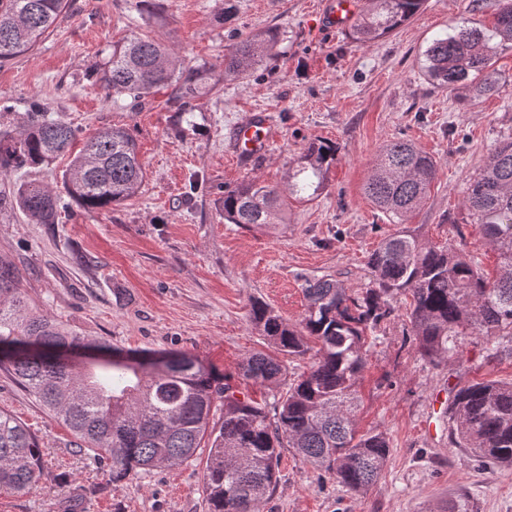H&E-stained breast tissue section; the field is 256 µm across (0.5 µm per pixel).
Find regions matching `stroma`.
<instances>
[{"label":"stroma","instance_id":"1","mask_svg":"<svg viewBox=\"0 0 512 512\" xmlns=\"http://www.w3.org/2000/svg\"><path fill=\"white\" fill-rule=\"evenodd\" d=\"M320 0H70L28 54L0 63V113L18 132L32 104L88 139L106 126L135 138L146 177L138 195L104 210L69 206L37 224L0 209V254L21 272L39 310L93 343L124 356L175 352L196 359L237 396L275 406L279 390L238 375L242 359L267 348L249 318L258 299L288 323L305 316L307 279L329 275L359 291L367 262L396 232L364 193L381 148L407 140L438 162L426 203L406 226L434 244L453 243L496 273V253L462 206L468 179L497 144L512 137V51L497 55L493 91L437 88L423 70L433 39L463 19L492 21L498 0H426L421 13L363 45L350 31L319 25ZM230 17H223L224 8ZM275 32L263 59L244 76H224V50L238 38ZM149 36L174 50L202 87L193 112L173 89L140 111L107 92L95 71L114 44ZM269 114L276 137L250 164L232 151L234 125L252 110ZM336 145L326 187L311 201L288 199L282 223H226V189L257 177L286 189L288 168L310 142ZM512 382V338L497 344L463 336L452 360L429 362L416 350L404 302L367 344L356 413L358 433L391 443L379 478L354 492L282 449L276 488L261 512H512V467L479 460L448 438V406L471 382ZM0 409L35 435L44 465L27 493L0 491V512H209L204 458L113 481L106 468L71 446L72 437L8 375L0 372ZM66 478L57 490L58 478Z\"/></svg>","mask_w":512,"mask_h":512}]
</instances>
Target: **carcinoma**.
Here are the masks:
<instances>
[{"instance_id": "cac0c4a2", "label": "carcinoma", "mask_w": 512, "mask_h": 512, "mask_svg": "<svg viewBox=\"0 0 512 512\" xmlns=\"http://www.w3.org/2000/svg\"><path fill=\"white\" fill-rule=\"evenodd\" d=\"M425 0H368L354 38L371 44L414 18ZM67 0H0V61L25 54L54 27ZM273 38L247 36L225 49L224 76H240L264 56ZM512 49V0H500L491 23L463 21L434 39L424 53L426 76L439 88L462 84L493 87L494 58ZM178 56L160 41L134 37L100 72L104 88L124 94L136 109L155 90L175 82L183 108L198 92L182 81ZM77 130L33 105L19 137L0 138V172L48 165L66 155ZM337 148L313 143L294 163L288 190L300 200L319 195ZM438 162L409 142L385 146L365 184L367 198L395 224L429 197ZM145 180L137 145L123 127H104L88 140L63 175V191L19 184L0 207L14 205L39 224H53L70 201L85 211L110 208L134 197ZM470 223L500 259L491 280L477 263L451 245L436 246L402 231L383 239L369 258L371 279L354 293L331 276L305 280L308 302L301 328L266 303H251L250 319L278 353L303 357L313 338L318 349L307 371L281 397L277 421L253 399L196 366L193 359L162 352L148 360L99 363L80 368L63 348L90 343L66 324L29 306L17 265L0 256V370L73 438L74 447L108 468L114 481L142 478L179 466L207 449L204 490L211 512H260L273 491L283 444L302 460L351 490L369 486L390 452L382 433L356 436V383L365 367L367 339L394 312L393 301L410 299L407 317L421 356L451 358L457 337L492 341L512 337V138L501 141L472 175L463 196ZM282 192L258 178L224 191V220L266 226L282 220ZM241 375L261 386L283 375L278 358L246 356ZM220 423H211L216 402ZM449 436L490 463L512 465V382L475 381L460 388L448 407ZM43 464L35 436L12 413L0 409V490L35 487Z\"/></svg>"}]
</instances>
